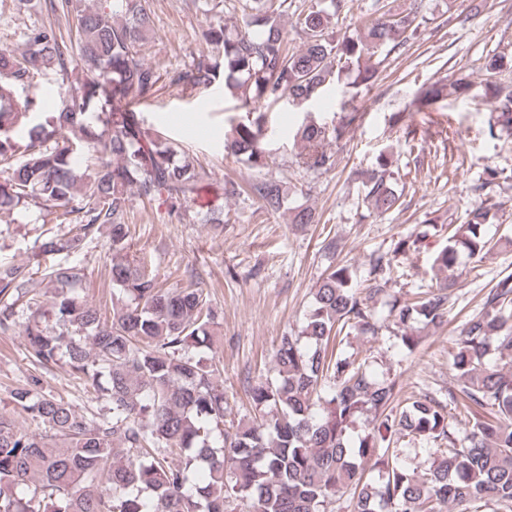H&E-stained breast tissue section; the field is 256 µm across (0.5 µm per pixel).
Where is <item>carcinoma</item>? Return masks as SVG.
<instances>
[{"instance_id":"obj_1","label":"carcinoma","mask_w":512,"mask_h":512,"mask_svg":"<svg viewBox=\"0 0 512 512\" xmlns=\"http://www.w3.org/2000/svg\"><path fill=\"white\" fill-rule=\"evenodd\" d=\"M59 16H75L65 34L51 24L23 33L25 50H0V210L34 202L39 224H66L64 234L40 233L35 264L0 266V334L15 328L40 368L62 363L107 412L87 415L71 403L28 386L11 391L13 411H0V512H475L481 503L512 512V276L484 295L463 323L448 367L457 387L448 402L421 393L402 397L397 380L378 375L342 348L355 330L377 335L367 299L404 276L393 260L370 257L365 288L349 265H330L316 283L301 330L280 337L277 375L252 385L253 415L226 424L224 368L213 352L215 313L209 293L192 281L169 288L128 259L130 193L161 200L183 214L200 183L179 146L148 126L134 102L160 89L162 74L139 56L152 32L148 0H44ZM244 26L224 25V0H201L211 21L202 30L207 55L194 68L168 76L181 92L224 84L245 118L224 136V151L252 168L267 164L262 108L283 100L309 101L344 83L345 114L330 126L313 118L294 133L301 165L314 174L336 168L327 149L355 121L352 90L374 84L378 53L399 51L419 27L422 0L401 8L375 0L378 16L353 35L329 33L346 0H313L296 14L290 48L281 24L286 0H250ZM61 76L55 109L42 112L19 87L47 70ZM500 113L489 124L512 129V91L487 84ZM441 88L418 92L407 111L424 112ZM93 160L90 172L79 157ZM388 160L377 158L364 182L373 210L394 209ZM251 192L277 213L288 190L256 180ZM488 210L477 207L455 227L434 265L443 282L393 303L388 316L413 353L421 337L412 323L439 328L448 321V293L460 256H485L498 246L486 237ZM110 228L112 310L82 300L83 273L45 257L79 254L101 226ZM499 357L488 359L491 350ZM467 421L450 427L447 407ZM37 426L27 431L18 416ZM367 415L357 443L350 430ZM432 444L430 466L408 473L400 439ZM379 475L378 484L366 471Z\"/></svg>"}]
</instances>
